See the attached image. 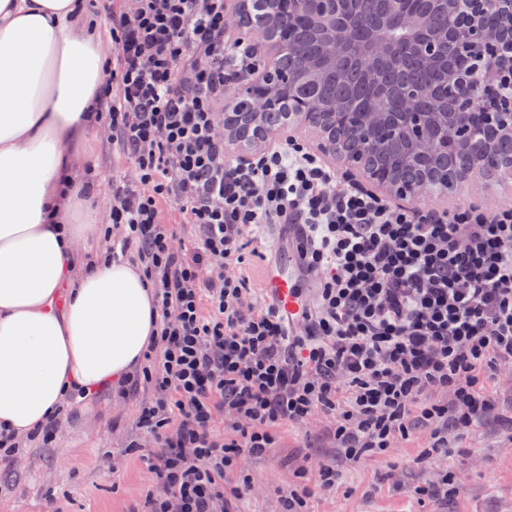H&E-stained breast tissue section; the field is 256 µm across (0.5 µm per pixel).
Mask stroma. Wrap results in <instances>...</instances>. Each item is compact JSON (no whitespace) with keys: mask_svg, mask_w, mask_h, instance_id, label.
<instances>
[{"mask_svg":"<svg viewBox=\"0 0 512 512\" xmlns=\"http://www.w3.org/2000/svg\"><path fill=\"white\" fill-rule=\"evenodd\" d=\"M73 167L96 174L93 199L77 208L81 222L106 223L112 173L131 171V164L113 154L96 132L75 149ZM482 200L512 206V176L468 177L436 202L457 207ZM497 390L502 417L476 428L447 460L449 478L461 487L449 499L422 504L409 492L436 476L413 465L425 446L422 433H413L384 457L349 467L316 424L279 427L273 447L262 458L242 461L239 471L226 474L224 486L233 488L240 474L250 475L240 512H282L289 492L303 486L313 491L309 512H512V374L501 378ZM140 403V397L111 389L66 406L55 442L28 444L13 461L0 462V512H132L143 504L156 485L140 457L152 448L149 434L137 425ZM322 463L341 470L339 486L319 487ZM395 474L403 488L394 487Z\"/></svg>","mask_w":512,"mask_h":512,"instance_id":"35a3bbf8","label":"stroma"}]
</instances>
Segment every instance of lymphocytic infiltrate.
<instances>
[{"label": "lymphocytic infiltrate", "instance_id": "obj_1", "mask_svg": "<svg viewBox=\"0 0 512 512\" xmlns=\"http://www.w3.org/2000/svg\"><path fill=\"white\" fill-rule=\"evenodd\" d=\"M93 120L133 176L112 177L105 251L135 252L157 334L138 425L156 449L145 512H234L224 492L277 427L328 419L345 463L381 457L414 431L416 465L493 416L512 370V207L392 202L283 135L248 158L224 151V84L255 69L225 0H124ZM196 229L176 248L162 206ZM281 227L314 289L294 316L246 274V251ZM223 414L233 438L213 434Z\"/></svg>", "mask_w": 512, "mask_h": 512}]
</instances>
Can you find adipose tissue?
<instances>
[{
  "instance_id": "obj_1",
  "label": "adipose tissue",
  "mask_w": 512,
  "mask_h": 512,
  "mask_svg": "<svg viewBox=\"0 0 512 512\" xmlns=\"http://www.w3.org/2000/svg\"><path fill=\"white\" fill-rule=\"evenodd\" d=\"M104 51L78 0H0V432L18 437L75 395L115 385L155 332L140 267L98 258L75 273L69 146L101 83Z\"/></svg>"
}]
</instances>
